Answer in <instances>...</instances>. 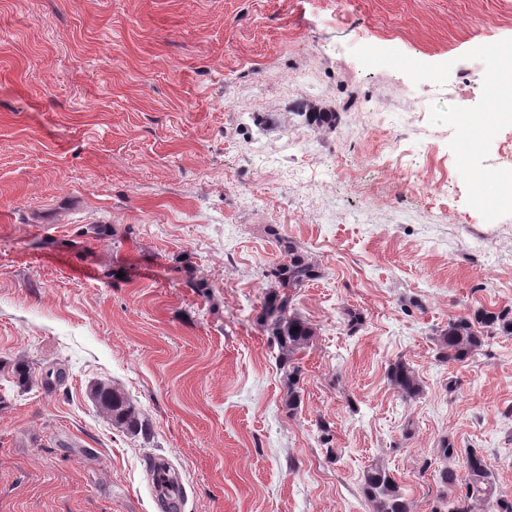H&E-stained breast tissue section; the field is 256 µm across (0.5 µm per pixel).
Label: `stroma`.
<instances>
[{
	"instance_id": "obj_1",
	"label": "stroma",
	"mask_w": 512,
	"mask_h": 512,
	"mask_svg": "<svg viewBox=\"0 0 512 512\" xmlns=\"http://www.w3.org/2000/svg\"><path fill=\"white\" fill-rule=\"evenodd\" d=\"M510 47L512 0H0V512H159L153 457L183 512H370L376 464L432 512L469 448L512 499V336L434 342L512 309V211L479 204ZM288 240L322 270L292 417L257 322ZM512 310L491 311L486 308L451 318L440 330L436 342L438 359L442 362H462L475 355L484 345V336H512ZM387 379L393 389L406 399L417 398L422 393L420 380L405 359L398 358L389 364ZM95 395L100 406L112 416L113 423L131 432L137 431L139 426L141 429L139 413L117 388L104 384L97 388Z\"/></svg>"
}]
</instances>
